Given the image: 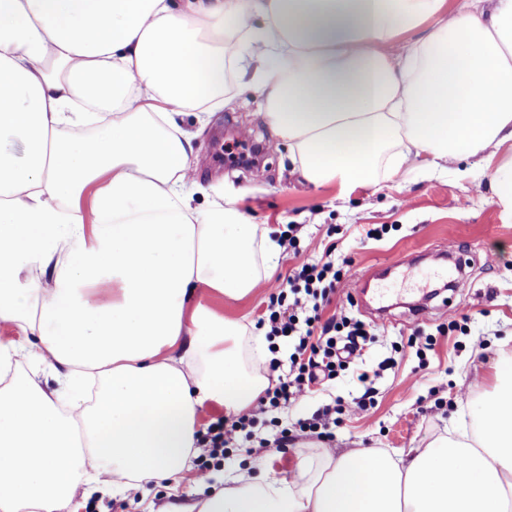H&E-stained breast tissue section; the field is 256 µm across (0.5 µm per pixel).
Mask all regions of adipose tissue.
Segmentation results:
<instances>
[{
  "mask_svg": "<svg viewBox=\"0 0 512 512\" xmlns=\"http://www.w3.org/2000/svg\"><path fill=\"white\" fill-rule=\"evenodd\" d=\"M445 3L0 0V323L21 337L0 343L1 507L77 512L81 486L171 481L205 403L243 413L267 387L240 368L244 326L199 301L251 296L280 249L200 182L177 121L207 125L227 71L256 68L304 181L349 192L478 157L512 215V0ZM493 378L467 386L474 427L324 449L289 480L261 459L167 512H512L511 355Z\"/></svg>",
  "mask_w": 512,
  "mask_h": 512,
  "instance_id": "obj_1",
  "label": "adipose tissue"
}]
</instances>
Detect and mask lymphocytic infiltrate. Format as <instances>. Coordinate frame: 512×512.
Listing matches in <instances>:
<instances>
[{
  "label": "lymphocytic infiltrate",
  "mask_w": 512,
  "mask_h": 512,
  "mask_svg": "<svg viewBox=\"0 0 512 512\" xmlns=\"http://www.w3.org/2000/svg\"><path fill=\"white\" fill-rule=\"evenodd\" d=\"M343 278L328 250L320 259L302 262L288 275L285 286L270 293L265 323L270 335L288 342V373L269 383L252 413L218 422L203 440L201 456L222 457L225 446L257 415L301 401L333 380L337 371L362 362L366 345L375 339L374 326L344 310L325 312Z\"/></svg>",
  "instance_id": "obj_1"
}]
</instances>
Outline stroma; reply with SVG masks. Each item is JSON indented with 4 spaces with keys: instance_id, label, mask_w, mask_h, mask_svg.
Returning a JSON list of instances; mask_svg holds the SVG:
<instances>
[{
    "instance_id": "1",
    "label": "stroma",
    "mask_w": 512,
    "mask_h": 512,
    "mask_svg": "<svg viewBox=\"0 0 512 512\" xmlns=\"http://www.w3.org/2000/svg\"><path fill=\"white\" fill-rule=\"evenodd\" d=\"M227 99L207 126L191 112L180 118L199 132L194 145L202 183L223 188L251 223L297 236V252L283 250L270 261L272 284L334 248L345 263L343 287L353 295L354 315L379 327L368 362L381 372L366 410L353 409L361 390L351 372H340L290 409L260 416L223 460H209L210 472L233 474L266 458L277 477L292 479L298 462L321 445L299 423L328 406L336 410L337 452L383 448L397 454L451 428L472 373L491 376L500 353L512 352V217L492 203L483 162L473 158L342 196L335 184L317 187L292 173L288 144L265 124L262 98L249 85L232 84ZM371 224L390 230L382 240H368L362 232ZM450 247L476 256L455 281L439 257ZM426 293L428 314L407 318L408 304ZM203 302L245 326L243 356L251 358L268 304L265 290L242 300L207 296ZM464 313L465 326L454 327ZM416 330L432 335V345L408 347ZM197 475L193 467L168 487L144 483L123 497L80 492L75 501L78 512H164L197 489Z\"/></svg>"
}]
</instances>
